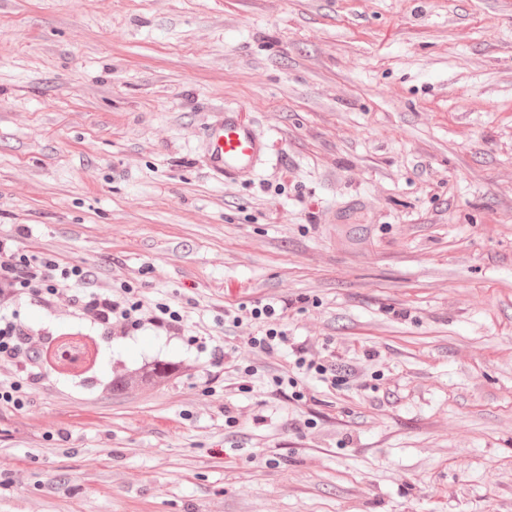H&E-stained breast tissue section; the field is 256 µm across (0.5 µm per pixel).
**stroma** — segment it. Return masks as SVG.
<instances>
[{"label":"stroma","mask_w":512,"mask_h":512,"mask_svg":"<svg viewBox=\"0 0 512 512\" xmlns=\"http://www.w3.org/2000/svg\"><path fill=\"white\" fill-rule=\"evenodd\" d=\"M0 238L184 317L13 306L96 355L0 407V512H512V0H0ZM264 154V142L235 110L217 112L205 133L203 163L220 177L236 179L251 174ZM288 343V336L284 330L267 328L265 336H248L246 345L250 349H259L266 354H272Z\"/></svg>","instance_id":"stroma-1"}]
</instances>
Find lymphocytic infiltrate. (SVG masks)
Wrapping results in <instances>:
<instances>
[{
    "label": "lymphocytic infiltrate",
    "instance_id": "obj_1",
    "mask_svg": "<svg viewBox=\"0 0 512 512\" xmlns=\"http://www.w3.org/2000/svg\"><path fill=\"white\" fill-rule=\"evenodd\" d=\"M133 293L127 284L103 287L91 266L29 255L0 241V361L18 368L16 375L0 377V405L23 409L50 364L51 349L42 335L11 314L16 302L29 299L51 312L67 309L109 336L125 335L131 326L147 325L170 334L182 331L178 310L163 302L144 306Z\"/></svg>",
    "mask_w": 512,
    "mask_h": 512
}]
</instances>
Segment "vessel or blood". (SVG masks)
Instances as JSON below:
<instances>
[{"label": "vessel or blood", "mask_w": 512, "mask_h": 512, "mask_svg": "<svg viewBox=\"0 0 512 512\" xmlns=\"http://www.w3.org/2000/svg\"><path fill=\"white\" fill-rule=\"evenodd\" d=\"M264 154V142L237 112H217L205 133L204 164L220 177L236 179L251 174Z\"/></svg>", "instance_id": "b4317fda"}]
</instances>
